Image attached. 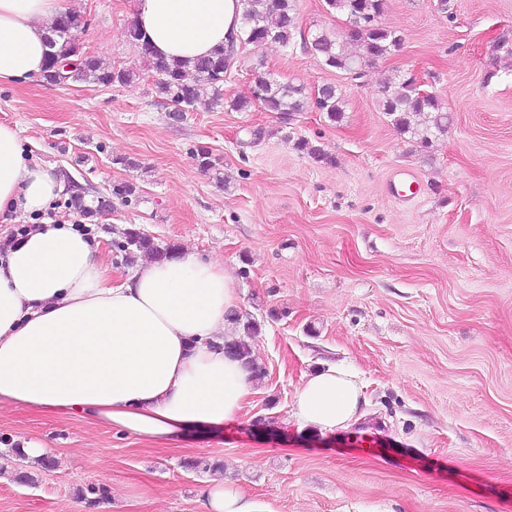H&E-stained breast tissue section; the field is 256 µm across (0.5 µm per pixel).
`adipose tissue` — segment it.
I'll use <instances>...</instances> for the list:
<instances>
[{
  "label": "adipose tissue",
  "instance_id": "adipose-tissue-1",
  "mask_svg": "<svg viewBox=\"0 0 512 512\" xmlns=\"http://www.w3.org/2000/svg\"><path fill=\"white\" fill-rule=\"evenodd\" d=\"M65 0H0V82L41 75L45 34ZM240 0H135L154 52L194 59L226 44ZM62 190L30 161L16 127L0 123V220L48 211ZM222 264L187 251L130 271L120 285L100 245L74 224H46L0 257V402L89 415L113 430L170 442L235 419L254 390L242 361L225 356L237 309ZM357 373L331 365L305 377L290 419L331 433L362 413Z\"/></svg>",
  "mask_w": 512,
  "mask_h": 512
}]
</instances>
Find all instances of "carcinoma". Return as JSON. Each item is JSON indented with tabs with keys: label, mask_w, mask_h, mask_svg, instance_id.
Masks as SVG:
<instances>
[{
	"label": "carcinoma",
	"mask_w": 512,
	"mask_h": 512,
	"mask_svg": "<svg viewBox=\"0 0 512 512\" xmlns=\"http://www.w3.org/2000/svg\"><path fill=\"white\" fill-rule=\"evenodd\" d=\"M240 31L236 37L209 55L194 61H169L153 55L148 43L142 40L136 25L128 30L130 41L138 50L144 65L158 76L156 89L159 95L187 112L201 103L204 94H209V103L222 100L224 77L231 67L234 48L244 43L260 48L268 43L290 45L296 31L295 0H241ZM329 9L344 17V21L356 26L348 32L332 34L318 31L309 40L310 49L321 64L334 69L353 80L361 78L364 69L399 50L403 37L397 30L379 22L384 10V0H326ZM84 28V19L74 12L59 16L47 29L46 42L48 63L43 73L46 82L60 84L67 80L92 81L109 86L114 83L127 84L135 76L132 70L112 69L102 65L94 56L84 53L77 34ZM74 60L72 68L62 72L61 64ZM379 109L391 118L392 124L403 133H410L422 147L432 139L448 131V113L437 95L422 96L413 87L410 77L403 75L378 87ZM258 105L267 112L291 114L302 112L309 106L326 115L329 121L338 123L344 115V102L336 86L328 84L321 98L309 102L303 87L280 82L266 72L254 73L250 96L230 101L236 111ZM291 140V136H285ZM293 141V140H291ZM293 148L306 153L317 161L332 162L320 147L304 138L293 141ZM195 159L199 168L220 178V161L212 157L205 148L197 150ZM67 205L81 216L94 220L108 209L105 201L88 202L80 193L70 195ZM124 242L119 245L125 258L132 259L139 253L151 256L155 261L167 257L174 246L160 247L137 228L123 232ZM224 354L244 362L253 377L260 379L265 371L252 358L249 344L243 340L224 341Z\"/></svg>",
	"instance_id": "cac0c4a2"
}]
</instances>
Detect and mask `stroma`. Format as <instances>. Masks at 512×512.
<instances>
[{
  "label": "stroma",
  "instance_id": "obj_1",
  "mask_svg": "<svg viewBox=\"0 0 512 512\" xmlns=\"http://www.w3.org/2000/svg\"><path fill=\"white\" fill-rule=\"evenodd\" d=\"M385 0L400 51L357 80L325 68L306 35L336 32L325 0H297L289 47L238 46L222 104L176 113L156 91L127 30L132 0H69L85 51L131 83L0 85V123L16 125L32 160L52 166L60 200L107 196L87 222L112 266L130 227L161 246L220 260L265 376L239 416L152 444L93 418L0 403V512H203L215 483L256 512H512V0ZM302 86L333 84L344 118L232 110L255 69ZM415 73L451 119L422 148L376 103L378 83ZM304 137L329 162L293 149ZM208 148L224 182L194 155ZM414 174L400 201L394 176ZM131 183L129 199L112 193ZM350 365L364 384L358 424L333 433L289 418L305 375ZM379 435L362 453L359 434ZM50 448L34 484L14 479L25 441ZM204 457L210 470L194 469ZM105 494L89 502L88 486Z\"/></svg>",
  "mask_w": 512,
  "mask_h": 512
}]
</instances>
